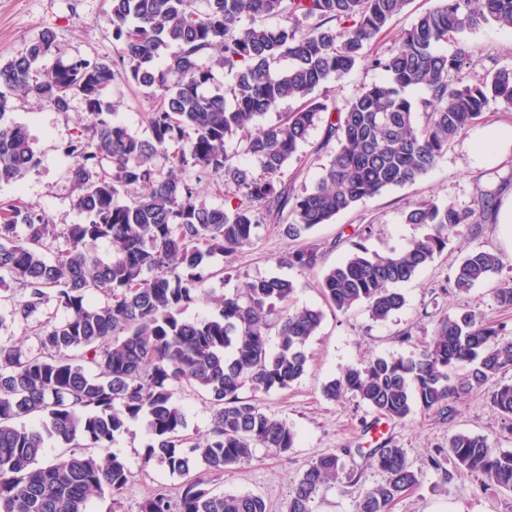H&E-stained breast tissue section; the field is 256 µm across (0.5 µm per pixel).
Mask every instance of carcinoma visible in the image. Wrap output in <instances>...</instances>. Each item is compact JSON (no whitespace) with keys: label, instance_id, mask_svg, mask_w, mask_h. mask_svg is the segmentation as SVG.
I'll list each match as a JSON object with an SVG mask.
<instances>
[{"label":"carcinoma","instance_id":"cac0c4a2","mask_svg":"<svg viewBox=\"0 0 512 512\" xmlns=\"http://www.w3.org/2000/svg\"><path fill=\"white\" fill-rule=\"evenodd\" d=\"M407 3L111 0L107 21L122 46L118 60L58 58L48 67L56 45L46 29L0 65V118L19 93L62 112L79 94L87 132L67 147L82 220L67 227L66 249L47 257L56 225L18 200H0V289L13 283L23 289L19 300L0 294V302H11L0 327L28 322L52 298L68 311L42 325L34 348L0 341V512H88L90 498L105 494L119 503L127 468L105 449L139 418L150 436L146 458L187 477L175 495L155 487L139 512H267L258 495L208 487L206 474L250 459L258 447L274 453L295 447L294 429L240 391L266 394L299 380L322 312L290 307L293 283L267 277L215 299L216 312L207 318L183 313L219 274L208 259L251 244L259 225L276 224L286 212L291 222L283 234L298 241L358 202L426 174L489 101L512 106V69L473 85L451 83L475 54L458 35L489 23L512 31V0H439L390 54L373 59L381 81L341 105L314 97L365 58ZM265 17L285 24L269 27ZM450 39L455 49L439 52L437 45ZM216 69L233 74L234 83L210 95L205 89ZM119 78L158 99L147 137L112 119L116 105L103 91ZM287 99L305 104L275 124H259ZM323 112L337 113L326 140L336 139L338 148L315 185L299 194L282 181L283 171ZM159 158L166 169L157 166ZM39 165L29 129L0 124V182H18ZM206 177L235 187L233 208L206 204L198 190ZM405 222L429 224L433 233L401 252L358 247L322 276L330 306L345 313L363 304L374 320L387 319L405 304L393 285L430 263L462 217L449 205L424 202ZM98 241L111 244V258L92 253ZM284 261L310 268L316 254L297 247ZM498 268L494 253L471 251L457 267L454 288L467 291ZM97 293L104 304L91 302ZM274 313L272 352L267 331ZM510 368L512 341L465 311L443 318L417 357L348 366L322 393L333 401L351 394L393 421L416 410L451 416L462 396ZM184 386L206 394L213 407L201 437L184 433V410L175 401ZM492 404L511 419L512 384L497 386ZM49 440L64 448L53 460L43 458ZM448 454L483 486L512 491V451L458 433L448 440ZM369 457L386 478L363 494L357 512H391L419 484L418 473L396 446L373 448ZM342 469L336 453L312 462L286 512H312Z\"/></svg>","mask_w":512,"mask_h":512}]
</instances>
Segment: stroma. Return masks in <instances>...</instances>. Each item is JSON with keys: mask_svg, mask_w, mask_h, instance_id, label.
Segmentation results:
<instances>
[{"mask_svg": "<svg viewBox=\"0 0 512 512\" xmlns=\"http://www.w3.org/2000/svg\"><path fill=\"white\" fill-rule=\"evenodd\" d=\"M435 4L436 0H410L387 31L369 45L368 59L330 84V98L345 102L365 86L380 81L382 73L372 67L371 57L389 54L416 18ZM109 10L110 0H0V62L24 52L46 29L54 32L57 53L63 58L115 60L120 46L107 22ZM463 37L479 49L473 65L462 74L463 83L475 84L498 69L512 68V32L486 24L465 31ZM104 97L118 101L116 121L134 133L147 135L148 116L155 105L152 97L122 80L105 90ZM84 115L83 100L77 95L64 112L31 98L15 101L0 122L27 125L42 163L21 182H1L0 199H21L45 212L51 223L62 229L80 223L81 216L73 206V160L67 147L82 134ZM496 122L512 124V107L490 102L414 184L382 191L337 215L331 223L314 228L305 239L317 255L313 268L283 263V256L295 244L284 236L281 225L273 223L260 225L251 244L238 252L212 257V266L224 271L223 278L208 282L212 295L233 293L256 278L280 277L294 285L293 306L320 310L323 318L307 346L306 374L288 388L259 397L265 409L297 432L295 447L278 455L255 449L249 461L210 475L211 488L256 494L265 500L268 512H285L298 478L310 463L338 451L344 470L315 500L313 510L354 512L362 493L385 479L366 457L367 450L385 442L403 448L408 464L419 474L417 487L403 495L392 512H512V492L483 488L477 476L456 467L446 453L449 438L459 432L484 436L492 447L512 451V429L491 404L497 382L458 400L454 416L417 412L403 422L385 421L378 440L367 432L377 419L369 407L351 396L334 402L322 394L323 384L347 366L377 357L417 356L423 341L445 316L476 312L483 323L499 329L501 338L512 340V309L503 308L495 298L500 284L512 282V234L498 224L496 213L483 215L478 207L485 196L498 206L512 198V157L494 165H480L471 154L472 141L484 127ZM325 128V121H317L284 170V181L295 191L316 183L337 148L336 141L326 140ZM420 202L452 206L463 221L449 232L446 247L433 262L411 280L398 284L404 306L380 322L372 319L365 306L342 313L326 303L319 291L323 273L357 246L388 253L431 234L430 225L409 224L404 219ZM474 250L495 253L500 268L470 290L456 291L455 270L462 257ZM406 331L411 334L407 341L402 338ZM148 442L145 423L140 419L129 422L124 433L116 436L110 451L128 467L126 489L116 504L107 497L92 499L90 512H138L141 501L156 485L174 489L181 484V477L170 474L165 466L146 462ZM434 455L439 458L435 465L430 462Z\"/></svg>", "mask_w": 512, "mask_h": 512, "instance_id": "1", "label": "stroma"}]
</instances>
